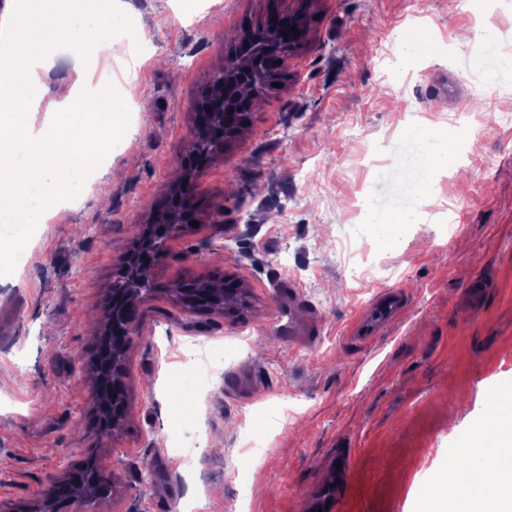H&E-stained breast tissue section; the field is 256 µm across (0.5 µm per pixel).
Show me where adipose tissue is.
<instances>
[{"instance_id": "1", "label": "adipose tissue", "mask_w": 512, "mask_h": 512, "mask_svg": "<svg viewBox=\"0 0 512 512\" xmlns=\"http://www.w3.org/2000/svg\"><path fill=\"white\" fill-rule=\"evenodd\" d=\"M111 7L112 0H90L88 12L74 13L66 0H12L0 26V218L7 223H36L84 172L85 155L64 142L65 129L86 126L91 143L117 118L110 100L74 86L51 92L41 76L53 49L79 67L104 53L93 29L99 11ZM38 112L49 117L40 129L32 120ZM482 435L492 452L477 462L460 450L439 475L425 512H512V418L496 417Z\"/></svg>"}]
</instances>
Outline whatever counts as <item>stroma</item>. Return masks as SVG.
Instances as JSON below:
<instances>
[{
	"label": "stroma",
	"mask_w": 512,
	"mask_h": 512,
	"mask_svg": "<svg viewBox=\"0 0 512 512\" xmlns=\"http://www.w3.org/2000/svg\"><path fill=\"white\" fill-rule=\"evenodd\" d=\"M298 7L112 0V42L85 75L56 56L49 85L86 78L121 118L67 204L0 223V512L90 461L113 475L97 512H184L201 488L208 512H308L341 460L333 512H423L512 383V0H313L287 78L195 173L196 222L155 257L125 355V419L100 435L84 365L112 279L165 204L230 46ZM127 8L151 44L130 64ZM400 140L439 150L438 192L392 200ZM398 211L409 223H387ZM223 279L244 297L222 311L170 292ZM384 289L406 308L368 346L352 325Z\"/></svg>",
	"instance_id": "stroma-1"
}]
</instances>
